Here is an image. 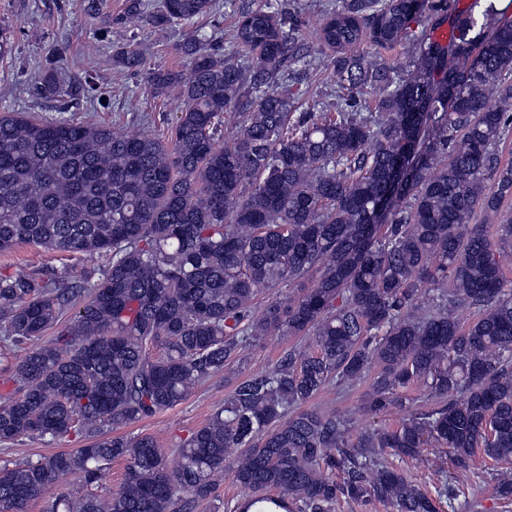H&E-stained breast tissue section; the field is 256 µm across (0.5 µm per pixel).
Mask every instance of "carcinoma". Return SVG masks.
<instances>
[{
    "instance_id": "1",
    "label": "carcinoma",
    "mask_w": 512,
    "mask_h": 512,
    "mask_svg": "<svg viewBox=\"0 0 512 512\" xmlns=\"http://www.w3.org/2000/svg\"><path fill=\"white\" fill-rule=\"evenodd\" d=\"M214 6L161 0L151 12L126 0L115 23L184 25ZM224 8L238 17L235 45L259 53L220 54L193 31L179 45L186 69L148 72L156 94L182 103L167 144L0 115V252L27 241L108 256L79 285L0 273V364L12 381L0 391V442L86 441L4 461L0 512H28L72 476L80 492L43 512H192L215 496L231 455L257 512H333L341 498L396 512H440L446 498L457 512L444 464L433 497L385 457L416 459L434 441L457 468L478 449L512 460V289L500 262L512 222L496 238L472 223L512 196V163L498 151L512 127V17L472 0L443 44L432 0H338L317 42L335 50L347 94L317 114L297 112L288 82V69L320 64L297 20L269 0ZM373 46L415 53L389 61ZM115 62L138 71L143 52L125 48ZM40 89L64 94L56 65ZM229 107L236 133L221 142ZM314 269L310 287L258 310L264 293ZM440 280L448 294L427 297ZM272 335L312 336L317 352L293 345L238 382L175 464L155 438L121 433ZM372 367L369 410L404 408L419 383L435 403L350 444L346 416L308 403ZM118 460L122 481L103 496Z\"/></svg>"
}]
</instances>
